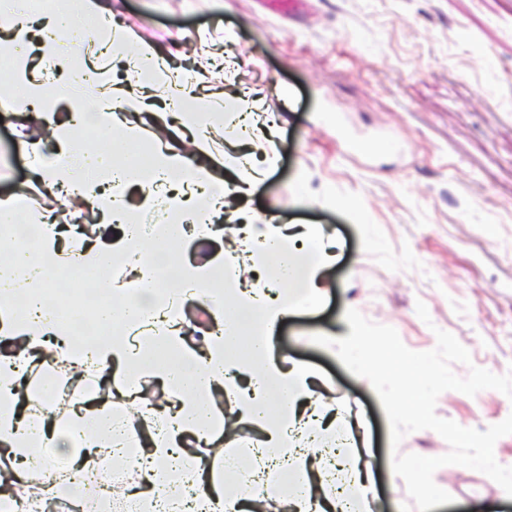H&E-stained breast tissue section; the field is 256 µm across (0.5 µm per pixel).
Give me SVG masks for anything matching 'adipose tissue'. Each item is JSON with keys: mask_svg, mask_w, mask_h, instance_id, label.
<instances>
[{"mask_svg": "<svg viewBox=\"0 0 512 512\" xmlns=\"http://www.w3.org/2000/svg\"><path fill=\"white\" fill-rule=\"evenodd\" d=\"M29 14L25 0H0L11 53L10 104L49 131L56 157L54 163L40 164L37 178L45 190L61 189L69 199L89 204L102 223L127 227L128 235L108 252L87 241L66 239L60 225L46 215L14 213L17 222L41 225L43 231L34 251L11 252L0 259V345L5 348L0 354V460L7 462L14 477L26 479L43 463L41 448L59 437H66L71 457L84 466L95 464L105 449L125 459L126 446L133 443L145 465L138 490L145 512H153L162 500L177 512H210L213 499L221 497L225 488L214 480L207 489L197 488L196 478L206 464L200 445L214 434L229 436L248 425L264 435L259 461L274 458L287 463L288 483L295 491L286 496L256 493L259 478L253 474L241 484L236 502L259 498L273 502L276 512H309L314 503L320 512H371L369 474L353 457L351 434L338 432L335 418L312 410L311 374L303 367L286 365L271 350L275 329L292 310L321 302L322 272L336 259L333 244L311 226L297 237L287 225L254 218L243 232L255 247L251 262L257 276L252 284L239 279L236 260L202 251L181 263L175 291L159 293L161 269L146 242L161 238L176 251L187 233L204 244L219 231L212 216L223 212L224 197L214 190L211 165L223 167L229 190L241 194L262 181L267 169L247 155L218 151L209 134L211 114L201 105L177 115L190 134V149L172 141L155 145L151 169L142 171L126 151L134 133L122 130L115 118L120 112L141 115L145 98L134 92L112 98L106 90L107 71L97 64L90 68L86 83L94 95L93 110L79 103L68 121L55 122L52 94L28 62ZM106 14L104 0H79L73 11L67 0H56L46 12L43 58L66 63L69 51L57 38V30L67 23L77 28L84 20ZM117 43L136 44L138 61L150 71L151 83L171 88L173 100L188 95L185 83L159 68L155 45L139 41L130 30L120 32ZM87 123L111 133V155L82 147ZM118 185L140 188L139 207L124 205L114 193ZM161 194L171 222L150 225L147 233H140L139 213L153 209ZM114 257L123 260L132 278L105 282L109 305L99 317L100 334L91 343L76 346L73 330L57 320L56 303L47 292L49 277L76 264L95 269ZM20 294L29 301L24 317L13 307ZM189 299L202 303L224 326L223 333L210 337L199 349L189 347L184 337L183 306ZM116 321L129 327V335L111 334ZM243 334L250 338L251 351L241 357L235 345ZM49 343L73 350L82 368L97 372L116 368L124 380L120 396L139 417V425L114 414L93 395L74 404L62 421L49 407L29 411L16 353ZM149 372L170 389L165 407L153 406L140 388L142 376ZM216 394L231 397L230 413L212 409ZM171 458L178 461L185 487H175L169 479L164 463Z\"/></svg>", "mask_w": 512, "mask_h": 512, "instance_id": "ef3b65f1", "label": "adipose tissue"}]
</instances>
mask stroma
Returning a JSON list of instances; mask_svg holds the SVG:
<instances>
[{
    "label": "stroma",
    "instance_id": "stroma-1",
    "mask_svg": "<svg viewBox=\"0 0 512 512\" xmlns=\"http://www.w3.org/2000/svg\"><path fill=\"white\" fill-rule=\"evenodd\" d=\"M112 18L153 42L161 62L202 100L241 98L276 126L275 164L237 207L273 224L315 225L336 243L323 272L325 297L273 338L276 356L307 369L316 400L356 422L362 466L371 469L374 512H399L409 497L391 453L448 452L436 432L390 447L389 423L368 381L314 333L350 331L347 308L396 329L411 350L454 334L470 365L512 368V0H302L292 13L268 0H106ZM102 62L114 85L137 82L132 50L72 59L51 82L72 81ZM22 118L0 101V199L23 195L32 211L52 206L37 191ZM424 303L430 322L416 313ZM440 418L486 429L512 414V399L487 389L449 390ZM452 495L430 512H512V499L484 474L436 470Z\"/></svg>",
    "mask_w": 512,
    "mask_h": 512
}]
</instances>
